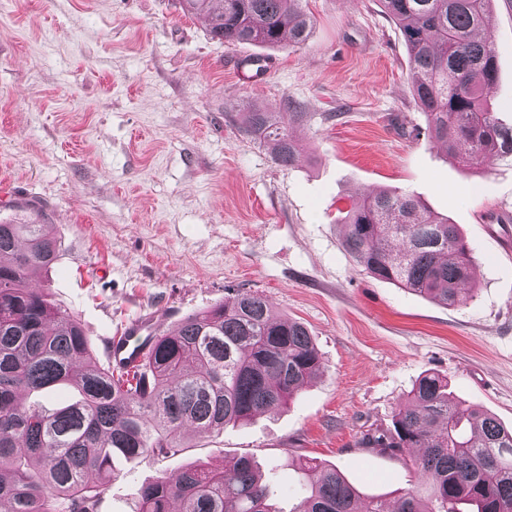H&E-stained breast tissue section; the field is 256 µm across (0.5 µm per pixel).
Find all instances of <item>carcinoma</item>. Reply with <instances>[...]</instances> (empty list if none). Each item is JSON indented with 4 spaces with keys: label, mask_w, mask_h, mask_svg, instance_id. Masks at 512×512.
Returning <instances> with one entry per match:
<instances>
[{
    "label": "carcinoma",
    "mask_w": 512,
    "mask_h": 512,
    "mask_svg": "<svg viewBox=\"0 0 512 512\" xmlns=\"http://www.w3.org/2000/svg\"><path fill=\"white\" fill-rule=\"evenodd\" d=\"M302 0H179L207 15L211 39L228 44L301 47L313 20ZM491 0H380L409 52L413 96L447 157L465 167L512 157V126L487 98L496 87L495 51L485 36ZM256 109L245 131L271 146L280 166L298 161L288 127ZM343 245L367 274L456 307L473 297L469 250L456 225L412 194L367 192L339 218ZM59 241L32 209L0 220V508L6 512H98L112 479V456L165 458L180 435L221 431L284 403L321 369L299 321L277 319L255 291L185 317L150 339L132 369L101 364L81 323L52 305L32 281L57 260ZM78 394L59 408L28 396L56 386ZM365 448L408 457L421 498L408 492L393 512H512V428L456 399L448 380L429 372L416 382L391 425L366 433ZM308 496L290 512H385L360 501L337 465L297 467ZM277 512L251 459L226 456L220 468L196 466L143 485L137 512Z\"/></svg>",
    "instance_id": "obj_1"
}]
</instances>
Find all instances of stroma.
<instances>
[{
	"label": "stroma",
	"instance_id": "obj_1",
	"mask_svg": "<svg viewBox=\"0 0 512 512\" xmlns=\"http://www.w3.org/2000/svg\"><path fill=\"white\" fill-rule=\"evenodd\" d=\"M299 48L229 45L179 0H0V218L40 210L60 243L37 277L100 362L140 318L174 331L227 291L303 323L321 375L288 404L165 460L114 459L99 512H135L165 472L253 458L282 512L291 463L331 462L364 497L421 490L409 463L363 447L425 373L512 425V162L468 170L428 132L408 48L378 0H303ZM493 107L512 125V0H492ZM302 113L283 167L245 132L252 109ZM411 193L457 224L475 293L447 307L366 274L339 211L368 190Z\"/></svg>",
	"mask_w": 512,
	"mask_h": 512
}]
</instances>
